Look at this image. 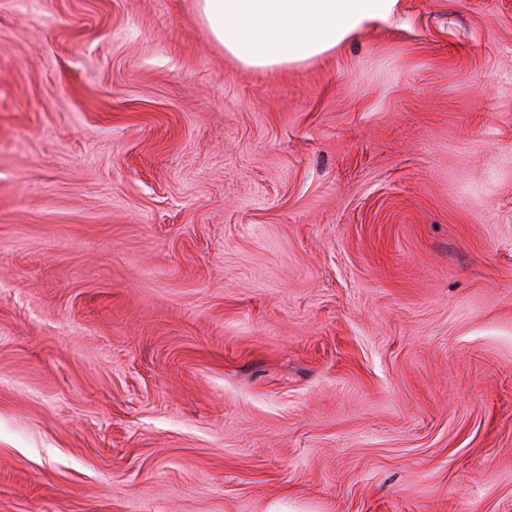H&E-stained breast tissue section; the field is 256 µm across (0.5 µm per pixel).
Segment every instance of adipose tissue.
<instances>
[{"label":"adipose tissue","instance_id":"ef3b65f1","mask_svg":"<svg viewBox=\"0 0 512 512\" xmlns=\"http://www.w3.org/2000/svg\"><path fill=\"white\" fill-rule=\"evenodd\" d=\"M397 0H199L215 40L242 64L284 68L393 17Z\"/></svg>","mask_w":512,"mask_h":512}]
</instances>
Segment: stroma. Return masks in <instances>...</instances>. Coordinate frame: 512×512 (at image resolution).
<instances>
[{
    "instance_id": "35a3bbf8",
    "label": "stroma",
    "mask_w": 512,
    "mask_h": 512,
    "mask_svg": "<svg viewBox=\"0 0 512 512\" xmlns=\"http://www.w3.org/2000/svg\"><path fill=\"white\" fill-rule=\"evenodd\" d=\"M0 512H512V0H0ZM398 0H199L224 51L245 66L284 68L328 53L393 17Z\"/></svg>"
}]
</instances>
